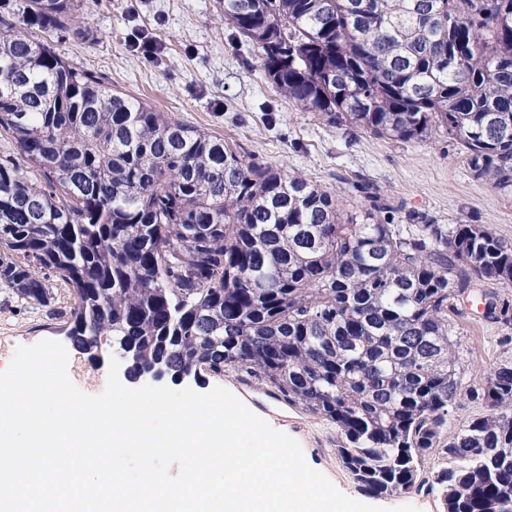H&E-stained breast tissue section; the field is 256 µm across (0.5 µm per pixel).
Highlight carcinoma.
Segmentation results:
<instances>
[{
    "label": "carcinoma",
    "instance_id": "carcinoma-1",
    "mask_svg": "<svg viewBox=\"0 0 512 512\" xmlns=\"http://www.w3.org/2000/svg\"><path fill=\"white\" fill-rule=\"evenodd\" d=\"M265 77L326 121L399 141L444 135L512 195V0H218ZM84 0H0V285L65 319L132 379L233 369L336 426L376 497L512 512V361L465 375L448 312L467 294L512 325V242L481 224H395L371 188L336 193L60 56ZM73 302L53 307L50 277ZM488 414L450 431L454 406ZM448 465L433 482L420 466Z\"/></svg>",
    "mask_w": 512,
    "mask_h": 512
}]
</instances>
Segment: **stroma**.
<instances>
[{
    "label": "stroma",
    "mask_w": 512,
    "mask_h": 512,
    "mask_svg": "<svg viewBox=\"0 0 512 512\" xmlns=\"http://www.w3.org/2000/svg\"><path fill=\"white\" fill-rule=\"evenodd\" d=\"M93 42L67 38L55 45L63 58L104 74L113 88L160 112L238 144L246 156L298 174L328 190L345 192L359 211V185L397 206L396 223L481 224L512 241V196L475 179L459 147L448 137L397 141L328 123L298 108L253 65L251 44L236 38L216 0H87ZM467 377L483 381L512 344L506 328L468 303L449 313ZM63 322L18 303L0 287V370L18 346L63 340ZM231 391L275 430L296 439L308 466L347 497L391 508L412 505L442 512L437 494L374 497L366 494L336 454L333 424L288 405L261 381L234 370L203 374L193 389Z\"/></svg>",
    "instance_id": "stroma-1"
}]
</instances>
